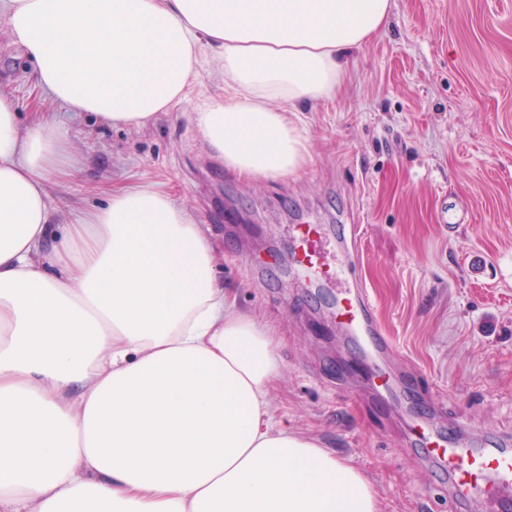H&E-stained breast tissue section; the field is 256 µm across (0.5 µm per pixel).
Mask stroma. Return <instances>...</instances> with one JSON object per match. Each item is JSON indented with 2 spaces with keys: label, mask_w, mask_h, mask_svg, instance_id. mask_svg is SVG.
<instances>
[{
  "label": "stroma",
  "mask_w": 512,
  "mask_h": 512,
  "mask_svg": "<svg viewBox=\"0 0 512 512\" xmlns=\"http://www.w3.org/2000/svg\"><path fill=\"white\" fill-rule=\"evenodd\" d=\"M193 106L135 130L102 125L40 89L0 17V88L22 119H58L82 157L49 204L80 211L150 185L189 208L237 305L276 326V423L351 459L381 512H494L469 502L413 445L420 417L512 446V0H393L336 97L295 113L311 145L300 177L250 183L203 142L194 105L224 93L211 51ZM466 224H441L443 205ZM292 224H354L361 276L416 393L376 396L330 313L336 288L285 275Z\"/></svg>",
  "instance_id": "1"
}]
</instances>
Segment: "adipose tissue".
I'll list each match as a JSON object with an SVG mask.
<instances>
[{
  "instance_id": "ef3b65f1",
  "label": "adipose tissue",
  "mask_w": 512,
  "mask_h": 512,
  "mask_svg": "<svg viewBox=\"0 0 512 512\" xmlns=\"http://www.w3.org/2000/svg\"><path fill=\"white\" fill-rule=\"evenodd\" d=\"M35 78L128 128L189 104L198 57L224 96L195 114L225 168L299 176L291 112L335 97L391 0H5ZM80 159L61 124L0 95V512H380L350 459L275 423L277 334L238 309L211 239L166 192L52 209Z\"/></svg>"
}]
</instances>
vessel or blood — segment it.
Listing matches in <instances>:
<instances>
[{"label": "vessel or blood", "instance_id": "vessel-or-blood-1", "mask_svg": "<svg viewBox=\"0 0 512 512\" xmlns=\"http://www.w3.org/2000/svg\"><path fill=\"white\" fill-rule=\"evenodd\" d=\"M291 232L293 267L317 280L334 282L337 325L356 341L371 374L385 378V361L393 348L357 274L355 225L340 224L330 230L320 224H295ZM414 441L445 463L448 479L460 494L493 500L499 512H512V448H471L423 424Z\"/></svg>", "mask_w": 512, "mask_h": 512}]
</instances>
